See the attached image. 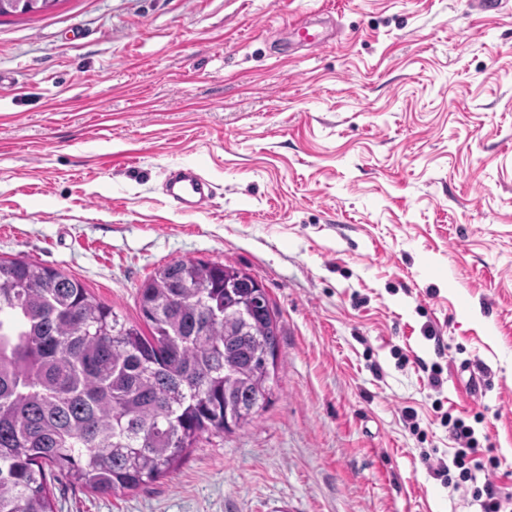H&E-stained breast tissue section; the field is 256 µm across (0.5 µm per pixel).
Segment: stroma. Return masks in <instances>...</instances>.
<instances>
[{
  "label": "stroma",
  "mask_w": 512,
  "mask_h": 512,
  "mask_svg": "<svg viewBox=\"0 0 512 512\" xmlns=\"http://www.w3.org/2000/svg\"><path fill=\"white\" fill-rule=\"evenodd\" d=\"M305 14L331 45L309 50ZM213 185L164 197L169 168ZM126 320L181 259L239 267L281 332L253 422L55 512H481L424 455L463 417L512 512V7L60 0L0 17V257ZM439 373V386L428 382ZM414 419H407L406 410ZM163 191L170 206L184 213L204 211L213 193L211 185L194 167L172 169Z\"/></svg>",
  "instance_id": "obj_1"
}]
</instances>
